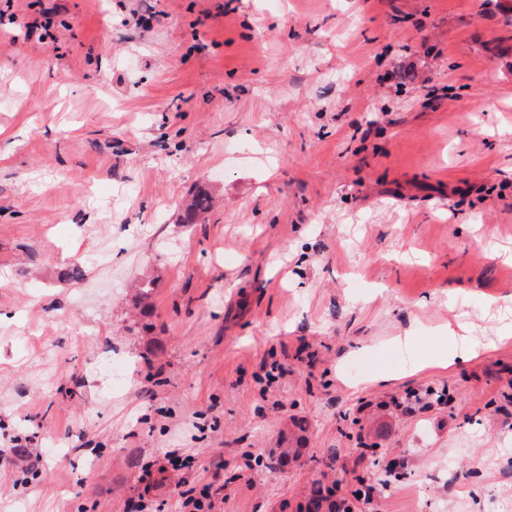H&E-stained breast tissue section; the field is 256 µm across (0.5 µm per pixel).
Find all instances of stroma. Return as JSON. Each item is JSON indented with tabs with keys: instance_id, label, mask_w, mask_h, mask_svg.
<instances>
[{
	"instance_id": "stroma-1",
	"label": "stroma",
	"mask_w": 512,
	"mask_h": 512,
	"mask_svg": "<svg viewBox=\"0 0 512 512\" xmlns=\"http://www.w3.org/2000/svg\"><path fill=\"white\" fill-rule=\"evenodd\" d=\"M509 323L512 0H0V512H512ZM446 337H448L447 345H442L435 351V365L446 368L477 356L478 346L472 343L466 336H459L454 332H449Z\"/></svg>"
}]
</instances>
